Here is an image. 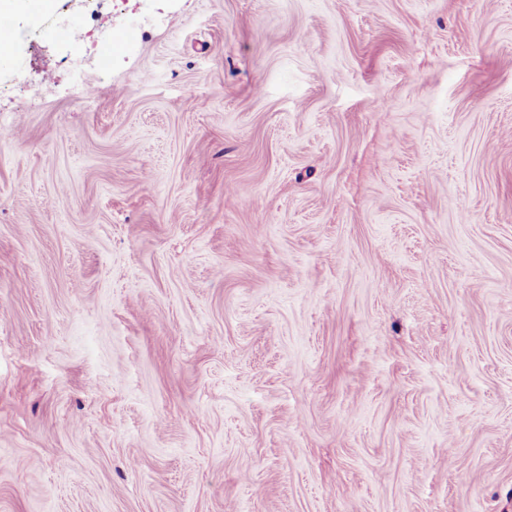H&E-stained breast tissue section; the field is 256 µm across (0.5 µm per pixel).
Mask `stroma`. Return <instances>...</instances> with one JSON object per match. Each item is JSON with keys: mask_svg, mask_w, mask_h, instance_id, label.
<instances>
[{"mask_svg": "<svg viewBox=\"0 0 512 512\" xmlns=\"http://www.w3.org/2000/svg\"><path fill=\"white\" fill-rule=\"evenodd\" d=\"M0 512H512V0L20 16Z\"/></svg>", "mask_w": 512, "mask_h": 512, "instance_id": "stroma-1", "label": "stroma"}]
</instances>
